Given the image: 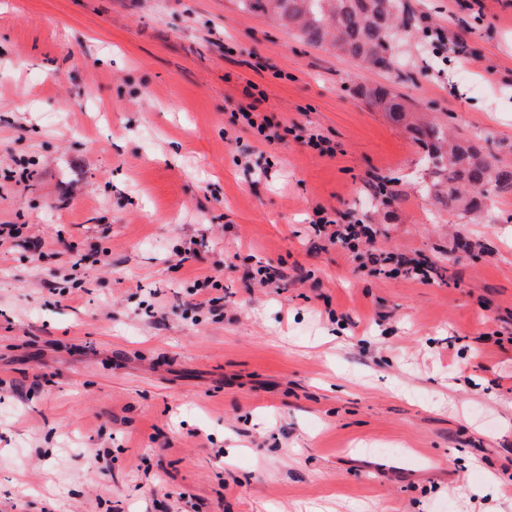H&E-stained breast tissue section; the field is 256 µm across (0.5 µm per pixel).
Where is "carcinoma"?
Masks as SVG:
<instances>
[{
    "instance_id": "cac0c4a2",
    "label": "carcinoma",
    "mask_w": 512,
    "mask_h": 512,
    "mask_svg": "<svg viewBox=\"0 0 512 512\" xmlns=\"http://www.w3.org/2000/svg\"><path fill=\"white\" fill-rule=\"evenodd\" d=\"M243 10L262 14L293 31L304 44L332 47L369 69L393 68L395 32L415 22L402 0H239ZM362 94L401 121L408 108L378 86ZM411 131L432 164L433 195L453 212L476 211L490 193L512 190V166L500 165L481 148L457 138L438 120L419 122Z\"/></svg>"
}]
</instances>
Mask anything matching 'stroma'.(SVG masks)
I'll list each match as a JSON object with an SVG mask.
<instances>
[{
  "mask_svg": "<svg viewBox=\"0 0 512 512\" xmlns=\"http://www.w3.org/2000/svg\"><path fill=\"white\" fill-rule=\"evenodd\" d=\"M403 2L386 72L239 0H0V224L25 227L0 247V512H512V193L435 208L422 147L360 94L512 165V0ZM430 28L463 53L422 54ZM251 82L335 156L258 142ZM319 207L434 282L314 237ZM219 263L221 316L184 317ZM362 94L370 102L383 106L389 116L398 122H401V119L405 117L406 112H409L406 105L398 102L396 98L392 97L390 93L382 87H364L362 89Z\"/></svg>",
  "mask_w": 512,
  "mask_h": 512,
  "instance_id": "stroma-1",
  "label": "stroma"
}]
</instances>
